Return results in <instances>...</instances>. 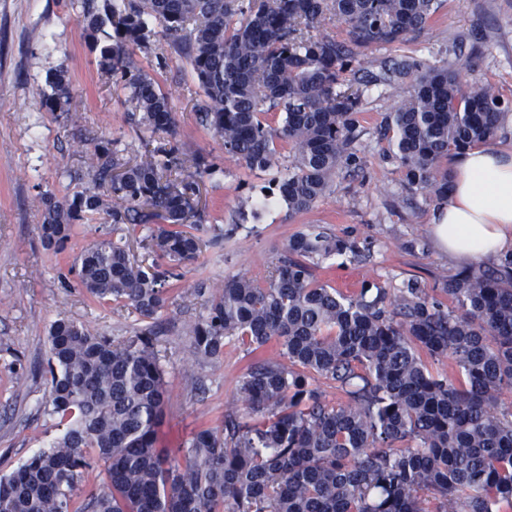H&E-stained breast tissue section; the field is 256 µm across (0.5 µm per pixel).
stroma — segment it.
I'll return each instance as SVG.
<instances>
[{
    "label": "stroma",
    "instance_id": "1",
    "mask_svg": "<svg viewBox=\"0 0 512 512\" xmlns=\"http://www.w3.org/2000/svg\"><path fill=\"white\" fill-rule=\"evenodd\" d=\"M404 54L437 66L467 59L471 78L512 99V0H445L417 40L374 50L364 67L375 71L385 59ZM136 58L168 94L187 148L209 155L221 169L205 179L200 203L205 228L221 242L184 266L186 282L213 287L236 275L264 278L292 235L317 227L366 250L361 258L328 259L319 270L320 281L343 292L359 291L366 280L395 288L412 278L431 289L454 274L434 246L435 201L404 188L397 164L385 155L388 144L378 135L397 105L395 95L377 91L368 99L356 144L361 167L341 174L333 193L304 213L289 214L280 204L255 216L241 212V201L267 189L271 173L244 169L198 124L187 95L192 73L166 39L157 38ZM60 66L81 116L76 125L42 105L50 92L46 74ZM124 99L116 77L101 70L73 0H0V475L57 433L44 411L51 324L69 319L117 342L143 326L129 310L83 291L72 269L84 247L111 235V225H77L57 253L43 248L39 234V194L61 199L89 185L74 176L84 141L118 140L129 159L148 139V132L129 123ZM170 296L158 342L170 396L157 433L161 449L183 446L199 427L220 423L235 410L236 384L251 361L234 340L225 342L220 358L197 361L184 328L196 311L185 308L180 289Z\"/></svg>",
    "mask_w": 512,
    "mask_h": 512
}]
</instances>
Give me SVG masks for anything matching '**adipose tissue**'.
Masks as SVG:
<instances>
[{
    "label": "adipose tissue",
    "instance_id": "obj_1",
    "mask_svg": "<svg viewBox=\"0 0 512 512\" xmlns=\"http://www.w3.org/2000/svg\"><path fill=\"white\" fill-rule=\"evenodd\" d=\"M447 198L431 218L450 261L499 262L512 253V146L475 145L453 160Z\"/></svg>",
    "mask_w": 512,
    "mask_h": 512
}]
</instances>
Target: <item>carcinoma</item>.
I'll use <instances>...</instances> for the list:
<instances>
[{
    "instance_id": "carcinoma-1",
    "label": "carcinoma",
    "mask_w": 512,
    "mask_h": 512,
    "mask_svg": "<svg viewBox=\"0 0 512 512\" xmlns=\"http://www.w3.org/2000/svg\"><path fill=\"white\" fill-rule=\"evenodd\" d=\"M105 38L99 65L120 79L130 121L158 135L135 163L118 141L81 150L100 191L42 193L41 241L59 250L74 226L100 216L146 230L138 257L125 236L103 238L76 260L92 297L149 321L116 344L68 319L49 333L47 414L62 435L0 477V512H508L512 509V255L471 264L430 293L366 282L348 295L316 269L355 243L321 229L288 239L260 282L232 276L210 291L190 324L192 353L208 361L237 340L255 359L236 386L239 411L196 430L171 456L155 445L167 401L153 320L181 265L217 242L203 238L200 182L216 164L184 149L168 95L134 49L158 34L197 81L198 122L250 171L279 169L269 193L248 197L253 216L282 200L311 209L336 175L358 165V116L369 91L401 96L382 136L408 189L447 197L440 166L504 129L512 101L467 81V64L391 58L357 84L368 52L418 38L441 0H75ZM346 38L323 30L326 19ZM159 25L162 31L155 30ZM46 105L67 112L64 66L46 76ZM287 153H282V150ZM453 363L434 375L422 356ZM342 392L327 400L322 385Z\"/></svg>"
}]
</instances>
